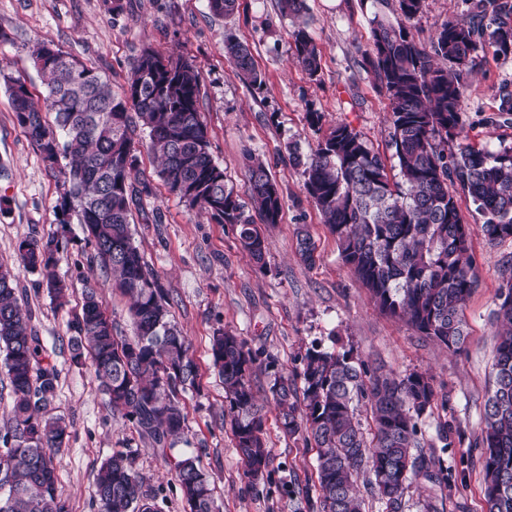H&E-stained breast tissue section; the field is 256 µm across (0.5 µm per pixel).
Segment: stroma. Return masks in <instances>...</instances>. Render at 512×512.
<instances>
[{
  "mask_svg": "<svg viewBox=\"0 0 512 512\" xmlns=\"http://www.w3.org/2000/svg\"><path fill=\"white\" fill-rule=\"evenodd\" d=\"M131 9L113 14L112 0H0V68L23 76L31 91L44 84L30 59L34 43L45 42L95 69L112 89L124 85L135 58L149 47L190 61L200 74L199 110L208 129L209 151L224 171L228 187L249 202L248 168L261 162L281 191L279 223L265 226V260L256 265L242 250L235 226L189 207L169 191L149 151V136L134 137L139 179L148 191L133 211L132 239L159 278L174 322L188 336L198 365L196 388L181 393L186 426L173 455H195L215 487L216 512H311L317 475L315 452L299 437L285 435L276 418L270 386L277 370L296 374L314 345L343 344L372 366L399 374L423 371L446 395L443 416L462 442L444 455L454 485L445 491L424 479L411 480L404 512H484L481 451L474 442L482 428L489 371L497 344L493 312L502 283L501 266L512 257V239L489 241L485 221L471 198L454 196L471 228V252L478 286L463 316L468 337L451 353L405 321L382 312L340 258L334 237L307 196L302 167L288 151L315 147L322 132L340 123L360 132L387 165L391 123L386 93L374 82L363 53L369 21L383 13L403 22L395 6L380 0H307L309 30L322 50L321 68L309 76L293 56L291 33L297 18L280 13L277 0H237L233 13L212 15L208 0H130ZM473 0H424L421 13L406 23L427 41L446 21L467 15ZM246 44L262 85L245 80L224 55V40ZM461 119L467 143L498 151L512 147V118L497 115L496 89L512 85V56L492 48L478 53L465 74ZM318 113L311 127L309 113ZM63 192L57 172L17 125L11 99L0 84V263L15 267L19 243L58 231L55 204ZM305 229L317 245L315 266L295 254L296 232ZM59 232V231H58ZM62 234V233H61ZM81 225L62 234L65 259L57 267L71 280L70 303L57 308L38 271L17 269L16 296L32 315L31 324L60 372L52 412L70 426L66 448L54 458L57 487L69 512H97L96 475L115 450L129 452L143 489L156 494L162 512H184L175 473L154 443L113 416L90 364L71 359L69 322L82 305L86 283L98 285L116 332L132 336L128 300L112 278L90 261ZM244 338L261 361L253 388L266 411L265 439L271 450L268 471L256 484L243 476L228 418L224 385L211 368V341L217 330Z\"/></svg>",
  "mask_w": 512,
  "mask_h": 512,
  "instance_id": "35a3bbf8",
  "label": "stroma"
}]
</instances>
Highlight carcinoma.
<instances>
[{"label": "carcinoma", "instance_id": "1", "mask_svg": "<svg viewBox=\"0 0 512 512\" xmlns=\"http://www.w3.org/2000/svg\"><path fill=\"white\" fill-rule=\"evenodd\" d=\"M397 4L411 21L423 0ZM292 38L297 63L315 75L321 51L308 25L297 26ZM487 43L497 56L512 55V0H475L466 18L445 22L428 45L406 27L374 16L365 56L389 100L398 173L389 175L381 154L348 124L331 128L306 156L289 146L303 167L307 195L371 299L453 353L466 341L463 310L477 272L470 227L448 183L470 196L486 217L481 228L489 240L512 238V148L491 151L466 144L455 155L446 153L448 140L461 134L463 74L473 69L476 52ZM225 50L250 82L262 83L247 46L229 40ZM438 57L451 68L438 65ZM31 58L45 78L43 104L33 101L25 79L4 77L16 121L48 166L68 160L59 170L60 224L76 216L86 229L92 259L112 273L115 286L131 301L134 336L118 338L96 287L86 284L81 313L70 322L73 358L88 351L113 414L160 450L171 449L185 427L178 395L195 387L198 370L189 340L172 322L158 278L129 229L141 193L135 186L137 125L149 129V149L160 160L170 191L237 227L243 250L258 264L264 263L265 241L257 223H279L281 192L260 163L249 169L251 206L227 188L224 170L209 153L198 106L199 74L191 63L145 48L121 92L114 93L93 69L59 48L37 43ZM296 250L304 264L315 265L316 244L302 230ZM18 261L27 270L44 272L48 292L58 306L65 305L69 285L54 272L61 261L58 234L21 241ZM15 283L12 269L0 264V352L13 397L10 426L0 436V489L8 487L0 496V512H67L53 461L70 431L50 414L59 370L30 327ZM499 300L493 312L499 327L496 355L481 439L475 443L482 448L486 512H512V262L504 265ZM211 360L224 382L243 475L254 485L270 460L263 409L251 384L258 355L243 338L219 330L212 337ZM298 377L300 388L276 375L270 391L283 432L316 449L317 512H363L354 487L362 471L370 474L384 512H403L405 491L416 477L441 490L451 488L452 470L435 451L425 453L419 439L422 417L448 406V400H438L431 375L377 373L355 361L350 349L315 345ZM361 402L372 415L369 432L355 417ZM436 428L441 448L455 444L457 429L448 421H438ZM169 464L187 512H214V488L199 460L177 456ZM96 496L98 512H158L155 497L142 491L133 457L124 451L101 465Z\"/></svg>", "mask_w": 512, "mask_h": 512}]
</instances>
